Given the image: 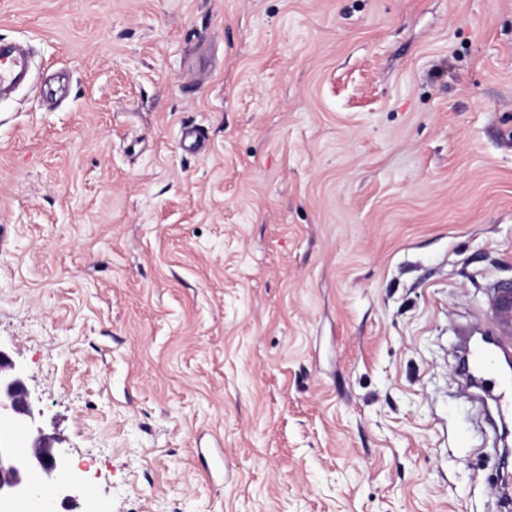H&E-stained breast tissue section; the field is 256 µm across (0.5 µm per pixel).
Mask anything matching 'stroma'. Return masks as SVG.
Segmentation results:
<instances>
[{
	"instance_id": "35a3bbf8",
	"label": "stroma",
	"mask_w": 512,
	"mask_h": 512,
	"mask_svg": "<svg viewBox=\"0 0 512 512\" xmlns=\"http://www.w3.org/2000/svg\"><path fill=\"white\" fill-rule=\"evenodd\" d=\"M1 40L0 350L82 512H512L457 377L512 282V0H0ZM32 67L31 53L16 44L0 42V99H6L29 76Z\"/></svg>"
}]
</instances>
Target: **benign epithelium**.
<instances>
[{
	"instance_id": "7a95c632",
	"label": "benign epithelium",
	"mask_w": 512,
	"mask_h": 512,
	"mask_svg": "<svg viewBox=\"0 0 512 512\" xmlns=\"http://www.w3.org/2000/svg\"><path fill=\"white\" fill-rule=\"evenodd\" d=\"M34 415L27 393L15 363L0 352V512H18L27 503L38 512H54V498L62 494L64 500L78 507V480L66 474L63 454L51 444L42 431L32 435ZM18 434L29 435L34 449L32 462L43 471L40 485L30 484L24 469L16 462L13 440Z\"/></svg>"
}]
</instances>
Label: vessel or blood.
Listing matches in <instances>:
<instances>
[{
    "label": "vessel or blood",
    "instance_id": "obj_1",
    "mask_svg": "<svg viewBox=\"0 0 512 512\" xmlns=\"http://www.w3.org/2000/svg\"><path fill=\"white\" fill-rule=\"evenodd\" d=\"M32 58L16 44L0 42V99H5L29 76ZM488 321L492 325L493 344L474 349L468 368L489 382V397L497 411L512 409V378L503 375L497 365V353L512 349V286L495 284L488 290Z\"/></svg>",
    "mask_w": 512,
    "mask_h": 512
}]
</instances>
